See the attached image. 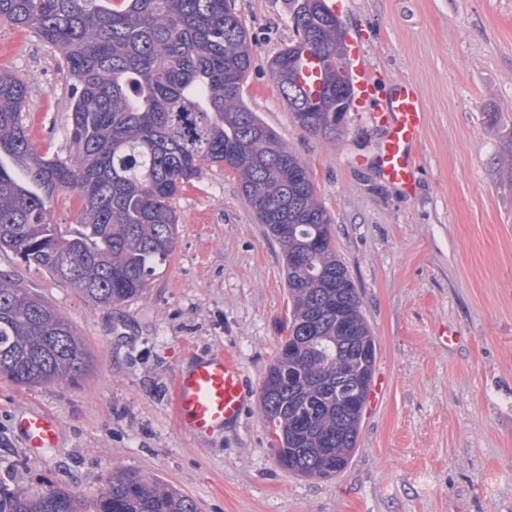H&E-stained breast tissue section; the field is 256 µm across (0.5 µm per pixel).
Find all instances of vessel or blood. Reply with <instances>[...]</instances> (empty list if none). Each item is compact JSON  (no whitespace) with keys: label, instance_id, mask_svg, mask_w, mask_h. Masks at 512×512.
I'll list each match as a JSON object with an SVG mask.
<instances>
[{"label":"vessel or blood","instance_id":"b4317fda","mask_svg":"<svg viewBox=\"0 0 512 512\" xmlns=\"http://www.w3.org/2000/svg\"><path fill=\"white\" fill-rule=\"evenodd\" d=\"M343 70L352 88L354 111L365 113L369 122L381 127L384 136L374 158L380 173L389 181L412 185L416 151L424 126L425 109L417 86L408 80L393 85L385 104H378L380 90L367 66L359 37L345 36ZM299 81L308 92L319 91L325 66L319 55L303 54L299 61ZM246 402L242 369L231 354H216L177 373L173 388V408L178 428L191 435H204L236 423ZM17 426L27 448L39 452L54 447L59 436L55 417L31 412L19 417Z\"/></svg>","mask_w":512,"mask_h":512}]
</instances>
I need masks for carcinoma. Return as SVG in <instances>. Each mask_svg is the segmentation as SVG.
I'll return each mask as SVG.
<instances>
[{
  "label": "carcinoma",
  "instance_id": "obj_1",
  "mask_svg": "<svg viewBox=\"0 0 512 512\" xmlns=\"http://www.w3.org/2000/svg\"><path fill=\"white\" fill-rule=\"evenodd\" d=\"M55 48L69 84L71 151L41 155L24 123L28 81L0 72V250L11 251L108 307L143 296L169 262L172 200L209 165L237 176L242 195L283 252L292 311L268 367L263 412L280 465L332 479L356 449L376 343L362 300L337 258L313 179L242 99L252 41L229 0H0V22ZM294 38L270 62L293 119L336 134V93L351 100L345 31L325 0H291ZM329 59L319 103L302 104L299 40ZM71 194L78 221L54 223ZM90 356L72 324L0 274V379L17 387L74 383ZM99 512H198L158 477L121 471ZM0 512H82L75 492L0 484Z\"/></svg>",
  "mask_w": 512,
  "mask_h": 512
}]
</instances>
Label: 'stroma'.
Returning <instances> with one entry per match:
<instances>
[{
    "label": "stroma",
    "instance_id": "1",
    "mask_svg": "<svg viewBox=\"0 0 512 512\" xmlns=\"http://www.w3.org/2000/svg\"><path fill=\"white\" fill-rule=\"evenodd\" d=\"M253 37L242 97L308 168L338 258L376 341L357 449L336 478L282 468L260 387L287 334L279 245L235 175L203 167L174 198L166 268L143 297L110 308L0 251L11 275L76 328L93 355L77 382L0 381V484L79 493L97 512L119 470L155 475L199 512H512V0H351L381 93L407 78L426 125L415 185L373 163L381 131L347 112L336 137L291 117L269 63L293 37L290 0H233ZM28 81L39 153L67 156L66 74L30 30L0 24V70ZM235 352L248 407L239 423L192 437L171 410L173 381L197 359ZM55 416V447L26 448L16 422Z\"/></svg>",
    "mask_w": 512,
    "mask_h": 512
}]
</instances>
